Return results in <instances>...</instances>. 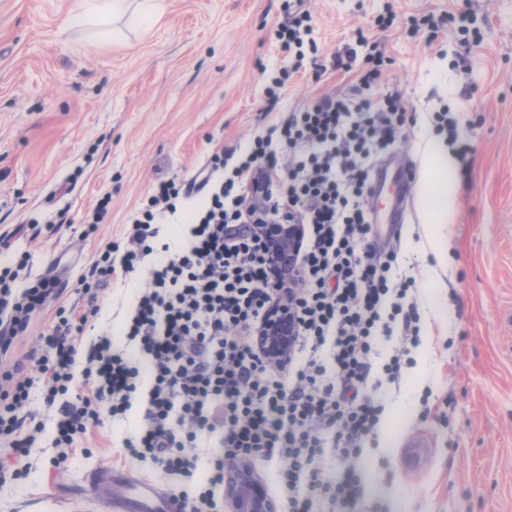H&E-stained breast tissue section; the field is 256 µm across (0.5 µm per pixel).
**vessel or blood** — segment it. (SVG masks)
<instances>
[{
    "label": "vessel or blood",
    "instance_id": "vessel-or-blood-1",
    "mask_svg": "<svg viewBox=\"0 0 512 512\" xmlns=\"http://www.w3.org/2000/svg\"><path fill=\"white\" fill-rule=\"evenodd\" d=\"M416 172L408 165H380L375 173V196H388L389 205L377 214L378 235L392 236L398 225L405 223L407 207L413 197ZM90 492L103 501L108 512H182L183 506L158 485L140 480L125 470L109 466L95 469L88 477ZM124 487L122 497L112 494L114 487Z\"/></svg>",
    "mask_w": 512,
    "mask_h": 512
}]
</instances>
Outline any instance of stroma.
Returning a JSON list of instances; mask_svg holds the SVG:
<instances>
[{"mask_svg": "<svg viewBox=\"0 0 512 512\" xmlns=\"http://www.w3.org/2000/svg\"><path fill=\"white\" fill-rule=\"evenodd\" d=\"M71 2L0 0V269L21 266L20 290L59 276L60 302L76 310L93 262L125 241L157 178L192 179L283 113L348 89L336 58L386 4L304 0L317 57L274 100L268 86L293 65L275 39L288 0H164L140 28L71 22ZM394 11L377 34L389 59L381 90L415 115L391 160L417 173L398 272L416 280L421 342L401 384L378 389L384 411L364 446L354 510L512 512V0H396ZM448 13L466 15L475 45L454 23L429 46L409 35L410 17ZM445 106L471 150L449 146L452 205L447 223L430 224L427 193L440 174L423 155ZM104 197V222L90 224ZM141 279L120 275L101 292L84 347L108 333L132 351L124 331ZM29 411L45 430L29 455L0 445V463L22 473L0 483V512H105L85 480L101 465L166 491L181 482L124 456L123 439L144 423L142 399L123 420L93 427L60 465L40 388ZM411 435L431 444L419 473L403 462Z\"/></svg>", "mask_w": 512, "mask_h": 512, "instance_id": "35a3bbf8", "label": "stroma"}]
</instances>
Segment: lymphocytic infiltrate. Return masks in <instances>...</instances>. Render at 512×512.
I'll list each match as a JSON object with an SVG mask.
<instances>
[{"instance_id":"1","label":"lymphocytic infiltrate","mask_w":512,"mask_h":512,"mask_svg":"<svg viewBox=\"0 0 512 512\" xmlns=\"http://www.w3.org/2000/svg\"><path fill=\"white\" fill-rule=\"evenodd\" d=\"M311 15L289 13L276 31L295 68L305 59ZM364 34L337 66L354 73L351 91L326 94L306 109L288 112L256 135L249 150L224 173L221 157L199 173L209 193L191 211L187 248L152 266L125 335L137 357L114 350L103 336L82 351L81 335L99 311L101 288L116 274L135 272L154 251L155 225L176 214L190 189L159 180L133 220L126 248L108 243L81 293L85 313L59 307L56 279L16 291L18 271L0 272V441L27 455L40 424L26 415L34 384L55 416L53 446L66 460L102 415L120 419L132 407L141 375H148L145 424L125 439L127 458L150 462L164 473L192 477L201 440L211 447L210 469L178 497L191 512H223L226 469L261 454L276 457L288 487L289 512H311L298 494L301 483L322 488L321 465L337 459L333 486L339 512H349L360 492L362 447L382 413L368 387L379 336L396 346L382 366L397 384L420 341L414 278L395 266L399 241L367 244L371 231L369 185L376 159L391 153L407 116L399 94L380 93L388 63ZM284 169L286 183L274 173ZM263 174L269 202L285 197L305 233L293 265V285L272 280L264 243L255 234L254 202L242 193ZM120 260H113V253ZM287 303L296 319L285 358L263 359L255 333L273 303ZM57 321L45 350L28 364L12 363L15 342L45 310Z\"/></svg>"}]
</instances>
